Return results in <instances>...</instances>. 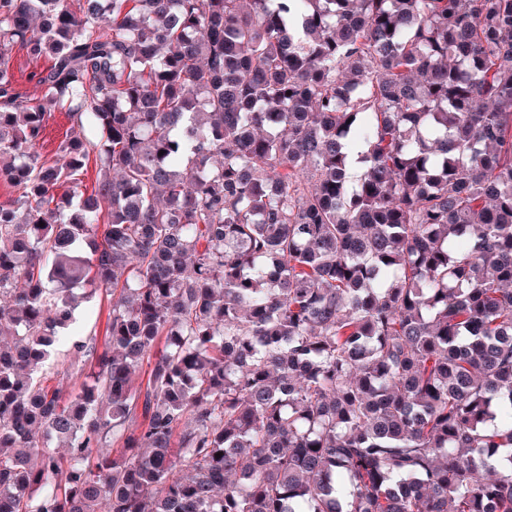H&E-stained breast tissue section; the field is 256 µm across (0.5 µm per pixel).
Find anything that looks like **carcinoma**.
Listing matches in <instances>:
<instances>
[{
    "label": "carcinoma",
    "mask_w": 512,
    "mask_h": 512,
    "mask_svg": "<svg viewBox=\"0 0 512 512\" xmlns=\"http://www.w3.org/2000/svg\"><path fill=\"white\" fill-rule=\"evenodd\" d=\"M0 181V512H512V0H0ZM15 64L17 67L16 75L20 79V88L22 91H33V83L27 81L30 72L40 71L46 67L43 60H31L26 56L25 51H16ZM21 71V72H20ZM21 75L23 76L22 78ZM72 124L64 112H52L51 117L48 119L46 128L43 134V139L40 141L39 150L43 156H51L59 142L65 138L66 135H73ZM104 288L90 299L81 302L77 309V323L74 325L76 335L85 341L97 336L100 340L104 336L108 310L112 303V296H108ZM74 361L75 360L70 351V344L63 345V346L59 347L57 354L50 362H48V364L45 368L46 369L45 372L47 371L48 377L50 375H51V377H53L52 380L50 381V384H54L57 380L61 379L64 375L62 368L69 366L70 363H74ZM57 369L59 372L58 376L56 375ZM83 381H84V377L83 376L79 377L75 373L72 375H68L67 377L65 374L62 382L64 383V386H68L69 389H71L73 391H78L80 389Z\"/></svg>",
    "instance_id": "1"
}]
</instances>
